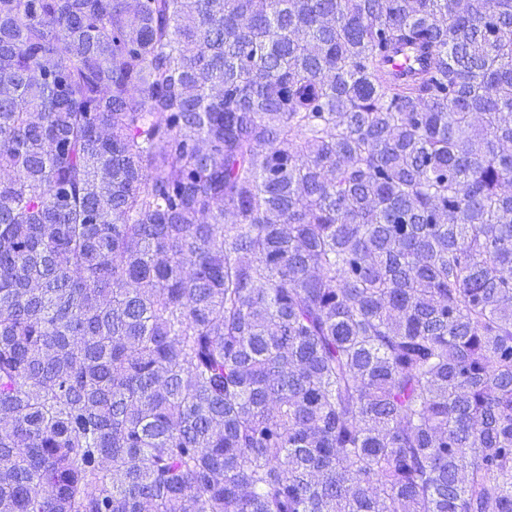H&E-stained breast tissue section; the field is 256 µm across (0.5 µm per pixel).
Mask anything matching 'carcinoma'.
I'll list each match as a JSON object with an SVG mask.
<instances>
[{"mask_svg":"<svg viewBox=\"0 0 512 512\" xmlns=\"http://www.w3.org/2000/svg\"><path fill=\"white\" fill-rule=\"evenodd\" d=\"M509 184L512 0H0V512H512Z\"/></svg>","mask_w":512,"mask_h":512,"instance_id":"cac0c4a2","label":"carcinoma"}]
</instances>
